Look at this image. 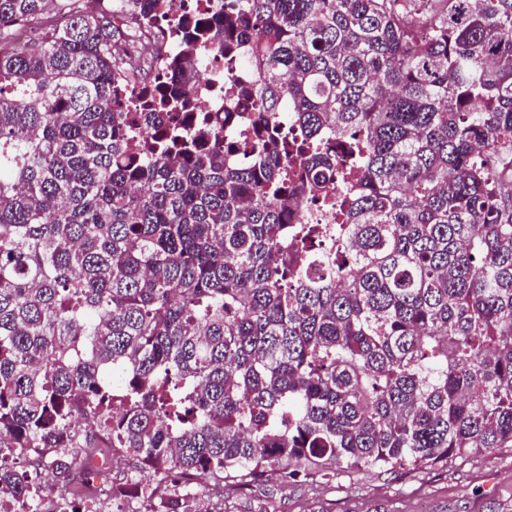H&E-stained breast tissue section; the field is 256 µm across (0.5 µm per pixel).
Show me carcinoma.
I'll use <instances>...</instances> for the list:
<instances>
[{
  "mask_svg": "<svg viewBox=\"0 0 512 512\" xmlns=\"http://www.w3.org/2000/svg\"><path fill=\"white\" fill-rule=\"evenodd\" d=\"M46 2L0 0V460L50 450L51 512H94L69 486L111 453L182 485L126 474L112 500L214 512L200 476L512 448V0H224L143 100L170 133L133 144L112 16L69 0L21 38ZM243 47L234 167L220 119L175 125L199 54ZM288 112L299 143L269 132ZM312 197L331 251L290 225ZM34 478L0 465V494L45 512Z\"/></svg>",
  "mask_w": 512,
  "mask_h": 512,
  "instance_id": "carcinoma-1",
  "label": "carcinoma"
}]
</instances>
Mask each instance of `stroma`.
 I'll return each mask as SVG.
<instances>
[{
  "instance_id": "obj_1",
  "label": "stroma",
  "mask_w": 512,
  "mask_h": 512,
  "mask_svg": "<svg viewBox=\"0 0 512 512\" xmlns=\"http://www.w3.org/2000/svg\"><path fill=\"white\" fill-rule=\"evenodd\" d=\"M224 512H512V448L476 451L426 467L340 466L334 477H269L214 489Z\"/></svg>"
}]
</instances>
